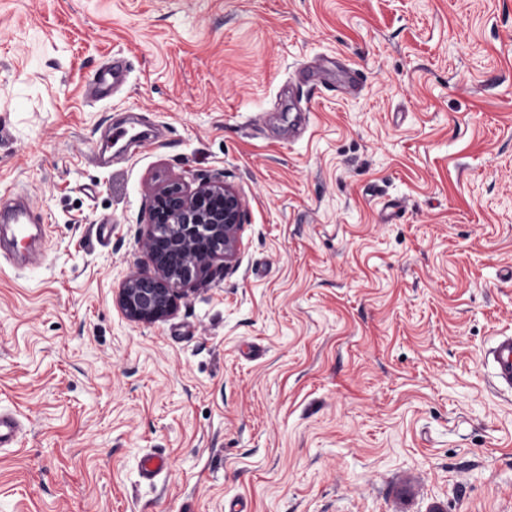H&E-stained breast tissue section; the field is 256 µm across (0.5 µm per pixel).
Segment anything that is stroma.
Returning <instances> with one entry per match:
<instances>
[{
  "label": "stroma",
  "mask_w": 512,
  "mask_h": 512,
  "mask_svg": "<svg viewBox=\"0 0 512 512\" xmlns=\"http://www.w3.org/2000/svg\"><path fill=\"white\" fill-rule=\"evenodd\" d=\"M126 118L156 138L89 163ZM171 178L239 193L237 262L139 325ZM15 190L46 234L0 262V512H512V0H0ZM127 71L125 58L119 54L114 55L111 63L103 66L97 78L89 85L87 97L95 100L103 99L109 94L111 88L126 78ZM497 384L512 392V336H501L487 352ZM23 427L21 419L16 414L0 411V449L11 448L23 435ZM168 460L165 456L148 453L139 461L140 477L149 483L154 482L167 468Z\"/></svg>",
  "instance_id": "1"
}]
</instances>
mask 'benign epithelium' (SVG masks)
<instances>
[{
  "mask_svg": "<svg viewBox=\"0 0 512 512\" xmlns=\"http://www.w3.org/2000/svg\"><path fill=\"white\" fill-rule=\"evenodd\" d=\"M243 220L242 198L220 181L193 188L170 180L159 187L139 241L148 266L118 288L117 304L124 316L148 325L173 314L187 286L233 265Z\"/></svg>",
  "mask_w": 512,
  "mask_h": 512,
  "instance_id": "obj_1",
  "label": "benign epithelium"
}]
</instances>
